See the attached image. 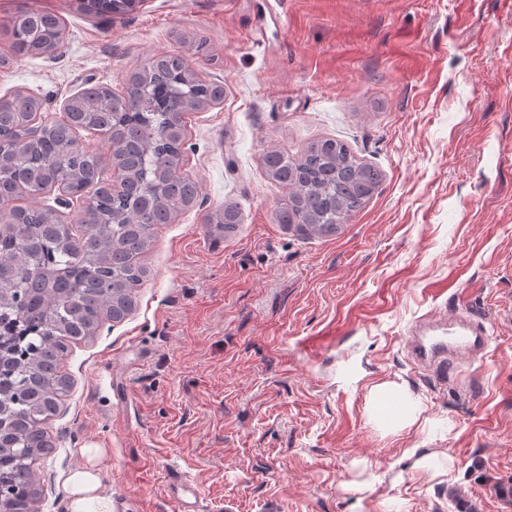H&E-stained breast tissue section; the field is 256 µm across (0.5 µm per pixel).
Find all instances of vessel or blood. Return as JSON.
<instances>
[{"label":"vessel or blood","mask_w":512,"mask_h":512,"mask_svg":"<svg viewBox=\"0 0 512 512\" xmlns=\"http://www.w3.org/2000/svg\"><path fill=\"white\" fill-rule=\"evenodd\" d=\"M403 346L414 363L444 375L457 354L487 349L488 338L483 324L464 316L446 322H427L423 329L406 336Z\"/></svg>","instance_id":"vessel-or-blood-1"}]
</instances>
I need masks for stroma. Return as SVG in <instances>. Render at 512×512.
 Listing matches in <instances>:
<instances>
[{
  "label": "stroma",
  "instance_id": "obj_1",
  "mask_svg": "<svg viewBox=\"0 0 512 512\" xmlns=\"http://www.w3.org/2000/svg\"><path fill=\"white\" fill-rule=\"evenodd\" d=\"M23 9L64 21L55 53L11 59ZM179 53L224 87L187 117L199 193L156 229L137 309L69 348L38 512H70L86 448L117 512H454L452 486L512 512L494 490L512 480V0H0V96L50 117ZM322 138L383 176L330 237L279 223L288 192L263 165ZM227 205L229 235L205 224ZM454 310L489 346L439 379L402 339ZM390 380L425 407L396 435L368 399ZM407 448L446 452L448 474Z\"/></svg>",
  "mask_w": 512,
  "mask_h": 512
}]
</instances>
